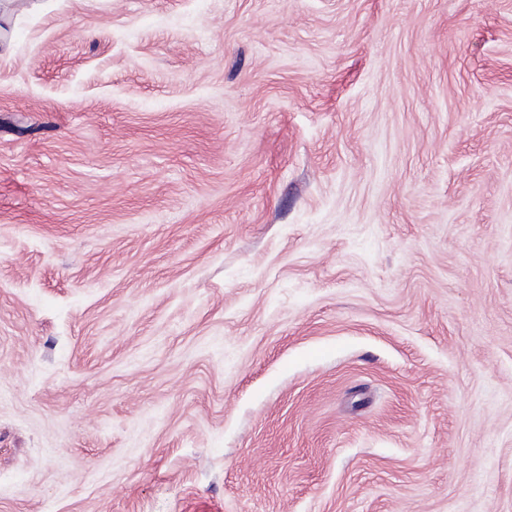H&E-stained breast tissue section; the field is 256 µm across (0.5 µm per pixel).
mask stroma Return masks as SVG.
Wrapping results in <instances>:
<instances>
[{"mask_svg":"<svg viewBox=\"0 0 512 512\" xmlns=\"http://www.w3.org/2000/svg\"><path fill=\"white\" fill-rule=\"evenodd\" d=\"M0 512H512V0H12Z\"/></svg>","mask_w":512,"mask_h":512,"instance_id":"obj_1","label":"stroma"}]
</instances>
